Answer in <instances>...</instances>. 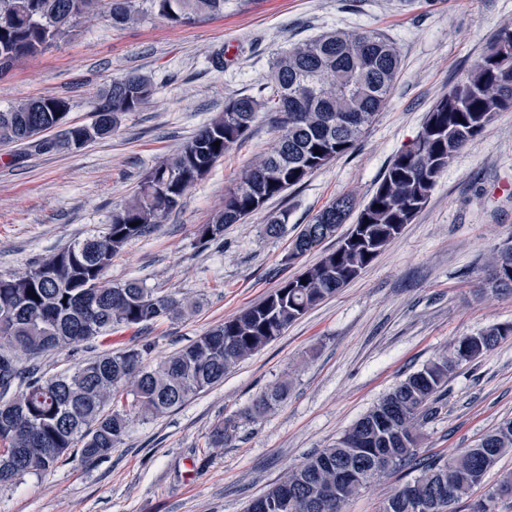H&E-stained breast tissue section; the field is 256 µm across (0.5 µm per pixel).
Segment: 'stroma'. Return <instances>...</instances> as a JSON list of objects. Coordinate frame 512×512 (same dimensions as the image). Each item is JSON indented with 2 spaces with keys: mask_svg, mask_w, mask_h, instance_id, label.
Returning <instances> with one entry per match:
<instances>
[{
  "mask_svg": "<svg viewBox=\"0 0 512 512\" xmlns=\"http://www.w3.org/2000/svg\"><path fill=\"white\" fill-rule=\"evenodd\" d=\"M512 28V0H226L222 16L173 27L156 19L82 24L38 56L0 75V109L68 98V123H92L94 99L112 78L149 75L153 100L122 116L112 138L77 151L36 155L0 144V276L24 273L59 248L100 233L144 173L178 150L237 95L267 97L276 55L336 29L377 31L396 45L401 74L356 147L233 224L208 244L198 231L224 191L273 144L270 113L232 145L167 219L116 254L105 273L160 293L196 299L191 316L99 338L98 351L150 345L171 355L315 264L335 239L288 260L302 225L334 199H369L396 152L420 131L435 101ZM288 214L278 238L272 212ZM512 236V110L497 113L438 180L427 205L377 259L335 296L228 372L222 384L161 417L138 419L109 455L79 451L52 472L0 488V512H246L289 467L332 444L406 375L457 338L512 323V294L479 293L487 256ZM291 379L288 398L248 417L257 395ZM512 418V337L450 376L422 428L421 458L448 456ZM231 419L224 447L208 433ZM413 469L388 474L346 512H379Z\"/></svg>",
  "mask_w": 512,
  "mask_h": 512,
  "instance_id": "obj_1",
  "label": "stroma"
}]
</instances>
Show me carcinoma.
<instances>
[{
	"label": "carcinoma",
	"instance_id": "cac0c4a2",
	"mask_svg": "<svg viewBox=\"0 0 512 512\" xmlns=\"http://www.w3.org/2000/svg\"><path fill=\"white\" fill-rule=\"evenodd\" d=\"M108 12L112 23L133 25L150 15L171 25H190L224 14V0H0V72L6 73L67 37L82 23ZM400 76L394 43L375 31L334 30L293 45L273 60L268 75L278 134L224 193V204L200 241L220 240L224 229L263 210L267 203L350 152L386 104ZM155 92L153 81L131 71L112 79L95 101V120L70 126L28 147L37 154L87 146L112 137L120 117L137 112ZM267 102L232 97L224 112L201 126L177 152L158 160L101 235L78 240L47 256L24 274L0 277V486L26 474L47 473L78 448L84 460L106 456L123 443L132 418L159 417L224 381L238 363L273 342L308 311L354 280L427 204L455 155L479 136L494 115L512 109V30L500 31L488 51L448 94L439 98L409 144L393 157L363 204L343 196L324 207L296 236V259L336 235L354 218L336 248L283 281L261 301L224 320L154 366L147 344L105 350L74 368L44 374L21 367L15 351L34 356L81 345L119 328H138L190 314L199 302L160 294L141 282L114 285L105 279L112 258L179 208L187 193L234 143L242 139ZM71 103L40 96L0 110V142L27 143L37 127L58 128ZM219 146H214V142ZM136 226H131V223ZM288 212L268 216L264 232L282 233ZM483 292L512 293V246L487 258ZM36 296H31V293ZM512 335V324L460 336L449 350L399 382L335 443L291 468L247 512H344L363 489L412 461L420 426L459 366L493 350ZM283 380L262 392L248 416L262 417L288 396ZM238 425L213 427L209 443L224 446ZM41 448L32 457L24 449ZM512 451V420L501 423L472 448L438 458L394 491L380 512H411L412 496L432 499L451 488L459 503L483 485L499 458Z\"/></svg>",
	"mask_w": 512,
	"mask_h": 512
}]
</instances>
